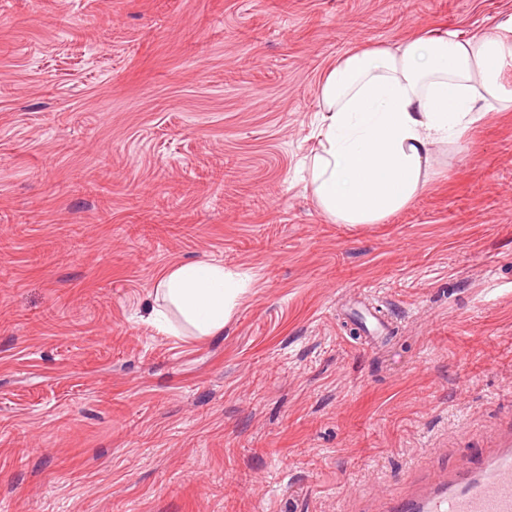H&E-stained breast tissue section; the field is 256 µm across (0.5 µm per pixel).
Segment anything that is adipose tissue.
I'll return each instance as SVG.
<instances>
[{
    "label": "adipose tissue",
    "mask_w": 512,
    "mask_h": 512,
    "mask_svg": "<svg viewBox=\"0 0 512 512\" xmlns=\"http://www.w3.org/2000/svg\"><path fill=\"white\" fill-rule=\"evenodd\" d=\"M512 66V25L460 37L452 31L396 45H366L338 58L319 87L321 125L308 185L339 224H379L406 209L435 176V156L463 145L486 113L512 112L502 75ZM242 284L212 262L162 271L153 319L168 310L199 335L223 330Z\"/></svg>",
    "instance_id": "ef3b65f1"
}]
</instances>
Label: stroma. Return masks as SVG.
I'll return each mask as SVG.
<instances>
[{"label":"stroma","instance_id":"stroma-1","mask_svg":"<svg viewBox=\"0 0 512 512\" xmlns=\"http://www.w3.org/2000/svg\"><path fill=\"white\" fill-rule=\"evenodd\" d=\"M512 0H0V512H386L512 434V112L382 224L307 188L348 50ZM248 275L222 333L159 274ZM391 323L364 346L345 318Z\"/></svg>","mask_w":512,"mask_h":512}]
</instances>
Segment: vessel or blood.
I'll list each match as a JSON object with an SVG mask.
<instances>
[{"mask_svg":"<svg viewBox=\"0 0 512 512\" xmlns=\"http://www.w3.org/2000/svg\"><path fill=\"white\" fill-rule=\"evenodd\" d=\"M393 512H512V440L477 453L443 483L398 501Z\"/></svg>","mask_w":512,"mask_h":512,"instance_id":"obj_1","label":"vessel or blood"}]
</instances>
